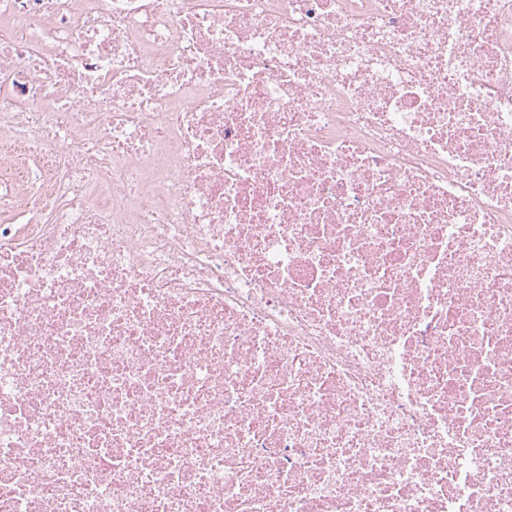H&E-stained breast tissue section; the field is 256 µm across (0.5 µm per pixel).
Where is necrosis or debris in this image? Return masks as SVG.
Segmentation results:
<instances>
[{
    "instance_id": "obj_1",
    "label": "necrosis or debris",
    "mask_w": 512,
    "mask_h": 512,
    "mask_svg": "<svg viewBox=\"0 0 512 512\" xmlns=\"http://www.w3.org/2000/svg\"><path fill=\"white\" fill-rule=\"evenodd\" d=\"M0 512H512V0H0Z\"/></svg>"
}]
</instances>
